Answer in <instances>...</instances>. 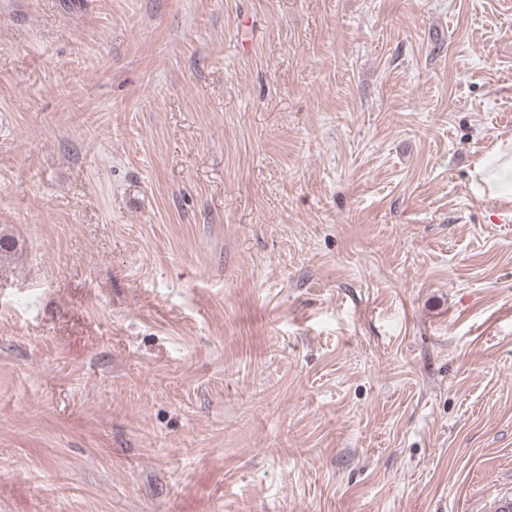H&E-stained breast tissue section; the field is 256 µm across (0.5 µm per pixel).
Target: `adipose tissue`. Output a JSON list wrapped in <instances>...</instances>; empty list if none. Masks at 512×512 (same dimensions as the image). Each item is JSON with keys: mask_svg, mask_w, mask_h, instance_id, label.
I'll use <instances>...</instances> for the list:
<instances>
[{"mask_svg": "<svg viewBox=\"0 0 512 512\" xmlns=\"http://www.w3.org/2000/svg\"><path fill=\"white\" fill-rule=\"evenodd\" d=\"M469 187L476 198L512 202V138L498 141L475 163Z\"/></svg>", "mask_w": 512, "mask_h": 512, "instance_id": "1", "label": "adipose tissue"}]
</instances>
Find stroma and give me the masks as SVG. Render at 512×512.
<instances>
[{
    "mask_svg": "<svg viewBox=\"0 0 512 512\" xmlns=\"http://www.w3.org/2000/svg\"><path fill=\"white\" fill-rule=\"evenodd\" d=\"M0 0V512L512 499L504 0ZM469 188L478 199L512 202V138L500 139L475 163Z\"/></svg>",
    "mask_w": 512,
    "mask_h": 512,
    "instance_id": "obj_1",
    "label": "stroma"
}]
</instances>
